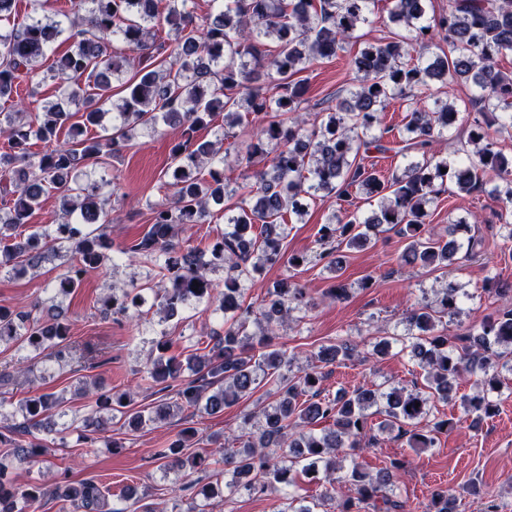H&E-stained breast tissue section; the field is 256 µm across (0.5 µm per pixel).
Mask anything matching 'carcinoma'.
I'll use <instances>...</instances> for the list:
<instances>
[{
    "label": "carcinoma",
    "mask_w": 512,
    "mask_h": 512,
    "mask_svg": "<svg viewBox=\"0 0 512 512\" xmlns=\"http://www.w3.org/2000/svg\"><path fill=\"white\" fill-rule=\"evenodd\" d=\"M217 8L197 18L187 0H72L74 17L46 13L48 0H33L32 13L18 26L0 29V100L18 94L21 80L47 60L52 46L63 40L70 49L47 68L62 81L61 99L41 105L35 122L16 120L18 112H0V137L8 150L0 152V270L16 277L38 267L47 253L70 252L59 275L57 292L72 293L84 275L109 259L112 243L103 226L112 221V200L118 183L96 178L99 169L131 146L140 130L185 127L172 149V165L162 182L164 197L152 207L147 234L129 252L149 262L156 287L132 285L102 301L105 314L133 319L142 315L153 293L154 303L172 318L201 303L219 302L224 335L213 337L208 352L185 359L167 355L169 340L162 331L153 341L155 356L144 378L154 385L176 383L182 406L208 415L224 412L247 398L262 383L275 387V402L262 410L254 431L239 436L241 448L228 451L201 448L184 456L196 443L192 427L180 430L156 453L162 468L187 467L198 477L181 485L196 490L200 502L186 512H207L209 500L222 491L234 494H273L295 487L302 477L323 475L328 487L321 500L288 496V507L277 512H318L322 501H336V512H405L395 499L408 467L403 458H390L373 475L356 460L338 465L339 454L378 443L379 436L407 438L411 448H432L437 436L453 426L437 416V405L448 400L465 376H477L478 392L464 399L466 412L477 418L497 411L495 397L504 380L499 360L512 355V306L482 318L468 333L450 336L440 327L460 312V288L453 280L434 302L424 297L406 310L403 321L413 336H377L361 346L352 340L323 345L317 361L334 364L360 357L364 361L389 353L392 345L424 371V384L388 389L341 391L320 397L322 372L311 366L294 379L281 370L293 357L275 348L278 327L314 306L306 289L288 279L268 288L260 316L244 303L245 284L264 270L288 259L291 267L306 262L285 257L286 216L306 215L305 200L318 193L336 200V213L319 229L323 251L319 260L333 272L343 268L344 251L371 243L370 232L393 231L405 239L403 265L445 270L460 267L473 254V240L457 237L464 229L450 224L446 236L430 229L429 207L448 185L460 192L483 189L487 178L500 181L495 196L512 210V155L491 141L490 125L512 129V74L498 68L502 55L512 53V0H448L447 8L428 15L425 0H391V21L404 27L385 40L369 44L352 60L354 85L349 97L313 106L303 113L307 88L294 76L317 59H329L371 23L376 0H215ZM449 53L433 51L435 38ZM278 51L269 54L266 41ZM171 48L170 61L154 51ZM472 80L478 94L470 104L479 117L468 135L472 154L458 161L442 157L434 144L445 138L459 119L455 101L432 98L431 86ZM118 83L124 96L112 102ZM411 99L404 133L384 140L374 134L380 113L394 96ZM112 109H107V104ZM75 110H70V106ZM112 115L111 132L91 133ZM80 120H74L75 116ZM224 116V127H251L234 159L219 142L200 141L195 133ZM66 139H60L61 131ZM43 149L35 151V143ZM388 152L405 160L401 172L388 179L365 164L372 152ZM251 171L252 184L235 188L224 179L230 164ZM446 172H441V169ZM56 195L62 216L51 230L26 232L41 198ZM378 200L362 219L358 195ZM238 196L230 209L224 198ZM227 224L210 247L211 259L185 249L178 240L188 224ZM224 266V289L216 291L206 270ZM198 285H193V282ZM258 330L248 331L250 323ZM70 321L55 300L48 305L11 309L0 306V342L45 352L64 345ZM191 375L184 376L185 370ZM126 393L97 397L95 408L81 424L88 440L119 418L132 430L155 423L170 412L167 402L131 411ZM63 399L41 393L20 404L27 429H50ZM383 416L369 422L370 409ZM321 420L332 429L315 433ZM4 455L22 465L48 454L40 443H23L0 433ZM10 465L0 461V512H31L42 501L69 503L71 512H103L108 489L89 478L72 483L68 477L53 486L19 483ZM344 471L343 476L336 472ZM207 483L200 484L201 480ZM456 499L437 492L423 512H455Z\"/></svg>",
    "instance_id": "carcinoma-1"
}]
</instances>
